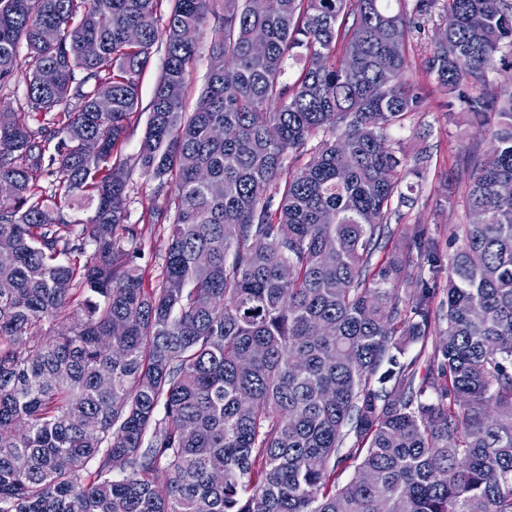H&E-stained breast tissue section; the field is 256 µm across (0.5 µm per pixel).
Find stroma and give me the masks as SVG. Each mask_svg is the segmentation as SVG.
Wrapping results in <instances>:
<instances>
[{
    "mask_svg": "<svg viewBox=\"0 0 512 512\" xmlns=\"http://www.w3.org/2000/svg\"><path fill=\"white\" fill-rule=\"evenodd\" d=\"M440 28L435 16L415 18L407 44V74L415 85L421 102L408 113L401 127L391 132L396 151L407 159L399 175V189L411 197L412 205L395 207L388 217L391 244L411 249L408 269L412 279L424 282L429 291L431 329L421 341L408 343L405 361L424 363L423 346L432 345L442 322L440 307L447 299L448 258L456 244L452 233L469 220L466 196L473 162L482 158L490 147V129L473 123L465 106L445 91L427 60ZM164 65L163 52H156L141 80L140 114L123 143L125 155L138 151L144 135L149 103L157 78ZM154 184L149 178L135 176L128 203L129 221L136 224L143 261L152 277L162 272L168 232L148 223L145 211L153 201ZM423 239L424 249H416V239Z\"/></svg>",
    "mask_w": 512,
    "mask_h": 512,
    "instance_id": "stroma-1",
    "label": "stroma"
}]
</instances>
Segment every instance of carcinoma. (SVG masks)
Here are the masks:
<instances>
[{
	"instance_id": "1",
	"label": "carcinoma",
	"mask_w": 512,
	"mask_h": 512,
	"mask_svg": "<svg viewBox=\"0 0 512 512\" xmlns=\"http://www.w3.org/2000/svg\"><path fill=\"white\" fill-rule=\"evenodd\" d=\"M439 3L428 69L497 123L420 375L398 354L428 336V290L399 295L407 251L371 263L409 201L387 134L420 101L403 9L0 0V85L23 46L29 65L25 111L0 109V512H512V88L489 80L512 0L412 12ZM137 169L169 225L151 283ZM212 33L207 31L199 43V61L197 67L189 80V85L185 94L186 110L192 112L196 106V102L204 85V77L206 73V58L208 50L212 42ZM164 65V48L156 52L152 57L150 65L145 71L141 80V107L140 115L136 122L131 125L129 135L123 143V152L125 155L133 156L137 153L140 141L144 135L148 116L149 103L153 96V91L157 78L159 77Z\"/></svg>"
}]
</instances>
